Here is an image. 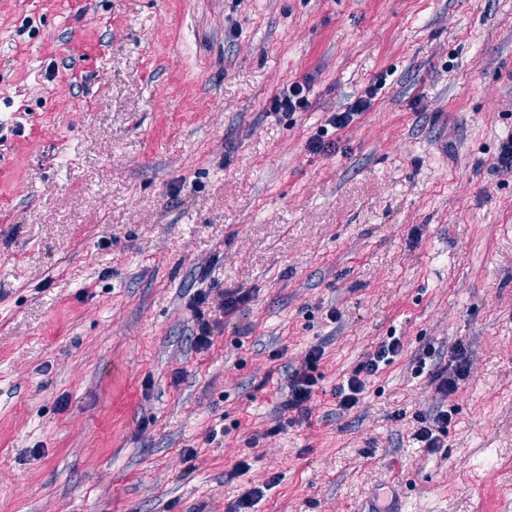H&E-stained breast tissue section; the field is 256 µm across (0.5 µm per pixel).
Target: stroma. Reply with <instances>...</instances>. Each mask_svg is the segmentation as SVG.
I'll return each mask as SVG.
<instances>
[{
  "label": "stroma",
  "mask_w": 512,
  "mask_h": 512,
  "mask_svg": "<svg viewBox=\"0 0 512 512\" xmlns=\"http://www.w3.org/2000/svg\"><path fill=\"white\" fill-rule=\"evenodd\" d=\"M510 135L512 0H0V512H512ZM306 86L299 82L284 85L274 99V111L293 112L305 102ZM372 98L373 94L371 91H367L365 96L355 100L343 112L332 113L326 120L327 125L331 126L336 131L345 128L354 120L356 116L362 112H365L370 107ZM401 350L400 338L391 336L369 352L348 379L336 385L333 396L336 398L337 410L344 412L353 409L359 403V396L368 379L376 375L382 369L381 366L390 364ZM448 357L450 358L448 366L446 365L432 372V380L437 382V391L444 400L457 391L458 382L463 380L468 373L465 350L461 345L453 348ZM323 352L319 348L310 349L304 356L301 368H296L288 377V399L284 402V410L296 412L298 419L290 417V423L309 420L312 414L311 401L317 379L312 375L321 359ZM452 419V409H443V406L437 407L435 413L432 415L418 416L417 429L413 436L418 442L424 443V447L433 451L437 448L443 447L441 435H446L448 432V424Z\"/></svg>",
  "instance_id": "35a3bbf8"
}]
</instances>
